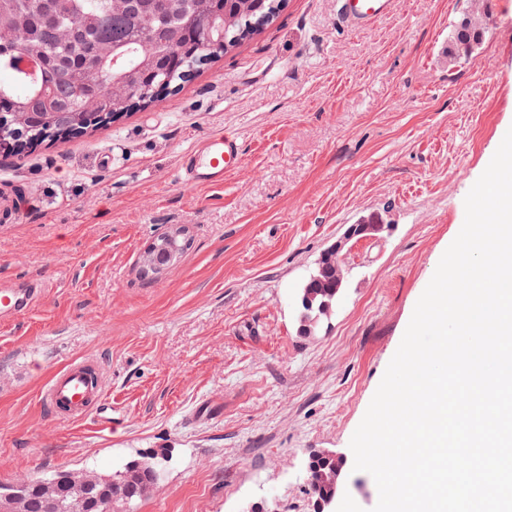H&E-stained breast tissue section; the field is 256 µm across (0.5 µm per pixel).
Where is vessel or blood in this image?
Masks as SVG:
<instances>
[{
  "label": "vessel or blood",
  "mask_w": 512,
  "mask_h": 512,
  "mask_svg": "<svg viewBox=\"0 0 512 512\" xmlns=\"http://www.w3.org/2000/svg\"><path fill=\"white\" fill-rule=\"evenodd\" d=\"M394 6L395 0H336V18L341 26L359 32L388 16ZM243 159V145L237 136L214 133L183 154L180 177L199 186L220 187ZM45 291V282L37 278L0 280V319L19 320L29 315ZM42 400L60 416L83 419L98 414L104 428L113 426L111 415L104 412L102 379L92 360L72 361L58 370L44 388Z\"/></svg>",
  "instance_id": "1"
}]
</instances>
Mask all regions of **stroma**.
I'll return each mask as SVG.
<instances>
[{
    "label": "stroma",
    "instance_id": "stroma-1",
    "mask_svg": "<svg viewBox=\"0 0 512 512\" xmlns=\"http://www.w3.org/2000/svg\"><path fill=\"white\" fill-rule=\"evenodd\" d=\"M274 20L176 88L94 130L0 153V278L48 288L0 320V484L61 468L104 474L165 448L133 512H312L314 451L350 440L414 307L465 220L464 199L512 128V0H397L369 30L334 0H280ZM471 58L438 53L470 10ZM236 134L244 162L220 189L177 179L181 154ZM334 315L310 334L296 294L348 225ZM180 260L144 278L155 239ZM99 363L116 431L60 421L52 374ZM367 472L346 469L336 512H372ZM385 224H376L374 221H362L358 224H352L346 230L344 236L337 240L333 245L326 248L320 255L318 263L336 266V275L339 280L342 278L343 270L347 272L350 269L347 255L351 251L352 245L349 244L355 240L379 237L386 229Z\"/></svg>",
    "mask_w": 512,
    "mask_h": 512
}]
</instances>
